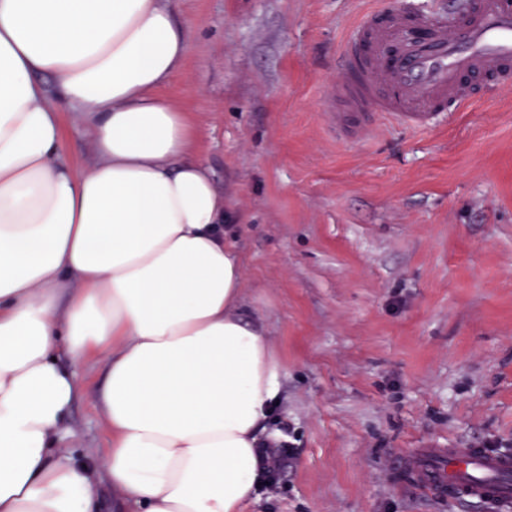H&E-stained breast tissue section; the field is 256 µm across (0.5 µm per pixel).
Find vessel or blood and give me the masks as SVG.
Listing matches in <instances>:
<instances>
[{"instance_id":"vessel-or-blood-1","label":"vessel or blood","mask_w":512,"mask_h":512,"mask_svg":"<svg viewBox=\"0 0 512 512\" xmlns=\"http://www.w3.org/2000/svg\"><path fill=\"white\" fill-rule=\"evenodd\" d=\"M339 79L326 109L341 139H367L377 119L412 131L438 126L442 113L477 101L465 76L512 87V0H473L464 11H392L378 0L354 26L336 61ZM434 497L512 502V457L471 448H411L401 456Z\"/></svg>"}]
</instances>
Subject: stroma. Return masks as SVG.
Instances as JSON below:
<instances>
[{"label":"stroma","instance_id":"obj_1","mask_svg":"<svg viewBox=\"0 0 512 512\" xmlns=\"http://www.w3.org/2000/svg\"><path fill=\"white\" fill-rule=\"evenodd\" d=\"M189 46L163 94L236 222L239 313L284 371L274 423L294 458L245 512H512L422 494L409 448L512 455V90L433 130L337 139L324 110L367 0H179ZM64 152L91 164L61 106ZM80 394L64 453L101 457L100 361L64 359Z\"/></svg>","mask_w":512,"mask_h":512}]
</instances>
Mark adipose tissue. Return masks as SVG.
Returning a JSON list of instances; mask_svg holds the SVG:
<instances>
[{
    "instance_id": "adipose-tissue-1",
    "label": "adipose tissue",
    "mask_w": 512,
    "mask_h": 512,
    "mask_svg": "<svg viewBox=\"0 0 512 512\" xmlns=\"http://www.w3.org/2000/svg\"><path fill=\"white\" fill-rule=\"evenodd\" d=\"M177 0H0V512H244L282 363L239 315L241 261L186 112ZM96 161L63 160L45 80ZM75 360L104 365L100 462L59 458ZM125 504L122 492L112 487L108 483H104L101 488V512H123L131 511Z\"/></svg>"
}]
</instances>
